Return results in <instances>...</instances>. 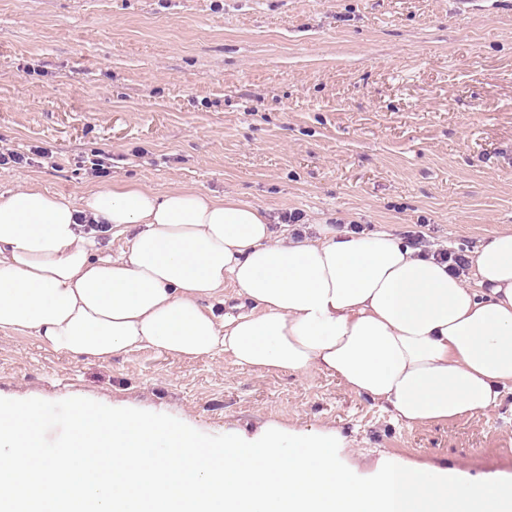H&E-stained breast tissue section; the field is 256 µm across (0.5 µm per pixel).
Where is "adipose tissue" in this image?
Listing matches in <instances>:
<instances>
[{"mask_svg": "<svg viewBox=\"0 0 512 512\" xmlns=\"http://www.w3.org/2000/svg\"><path fill=\"white\" fill-rule=\"evenodd\" d=\"M128 237L119 257L99 233ZM263 209L134 183L70 201L0 194V330L75 358L136 349L225 354L242 368L320 372L413 428L485 414L512 390V227L473 253L476 287L387 233L317 224L272 243ZM232 282L250 310L217 315Z\"/></svg>", "mask_w": 512, "mask_h": 512, "instance_id": "adipose-tissue-1", "label": "adipose tissue"}]
</instances>
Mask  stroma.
Returning <instances> with one entry per match:
<instances>
[{"instance_id":"stroma-1","label":"stroma","mask_w":512,"mask_h":512,"mask_svg":"<svg viewBox=\"0 0 512 512\" xmlns=\"http://www.w3.org/2000/svg\"><path fill=\"white\" fill-rule=\"evenodd\" d=\"M0 144L44 150L0 168V193L195 188L266 209L279 234L300 212L470 251L512 225V0H0ZM0 393L106 398L216 435L328 425L369 463L512 479V392L410 429L321 373L150 349L90 362L0 331Z\"/></svg>"}]
</instances>
